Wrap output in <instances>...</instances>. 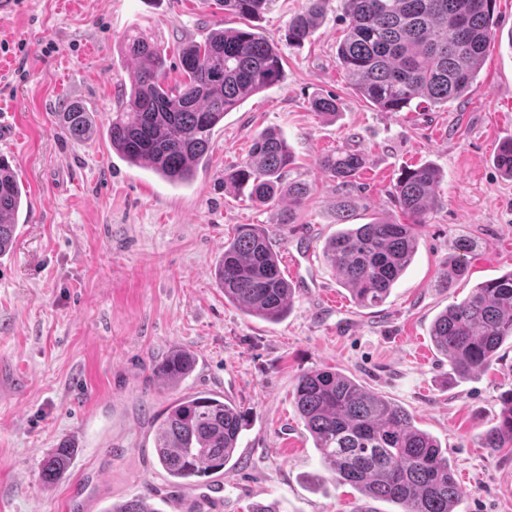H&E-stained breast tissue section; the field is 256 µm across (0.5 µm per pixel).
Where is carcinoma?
I'll list each match as a JSON object with an SVG mask.
<instances>
[{"mask_svg": "<svg viewBox=\"0 0 512 512\" xmlns=\"http://www.w3.org/2000/svg\"><path fill=\"white\" fill-rule=\"evenodd\" d=\"M277 0H221L224 13L256 20ZM329 0H306L288 22V44L312 37ZM348 19L336 59L358 93L381 112H400L421 99L446 105L465 96L495 39L496 0H340ZM139 63L123 104L109 128L112 150L173 185L189 184L204 160L215 127L248 96L279 82L278 47L252 29L212 30L179 54L180 79L171 84L167 57L151 37L139 33L123 42ZM61 131L74 139L92 135L85 108L74 103L56 113ZM293 155L286 138L265 130L241 163L224 170V187L245 191L269 205L283 195L282 178ZM496 165L512 177V138L504 140ZM364 166L359 152L322 156L321 171L342 186ZM439 170L425 163L405 170L395 186L401 224L377 218L336 233L324 256L362 308L380 306L417 251L419 230L436 204ZM309 192L305 183L288 185V209L279 223H295V209ZM21 190L14 170L0 157V256L13 247ZM443 269L450 285L467 271L466 253ZM224 298L248 314L278 321L289 311L293 288L285 279L268 230L241 224L224 243L215 271ZM438 353L448 359L452 377L467 379L489 367L512 339V271L477 284L437 316L430 330ZM196 367L194 354L175 350L156 364L158 377L175 386ZM293 398L297 412L332 478L361 497L386 500L401 512H456L461 496L448 451L418 428L399 405L329 368L302 373ZM245 415L222 395L191 394L171 401L157 416L156 460L179 484L219 473L234 459ZM512 445V391L496 425L482 434V445L497 453ZM73 449L63 445L42 463L45 483L67 472ZM104 512H160L133 498Z\"/></svg>", "mask_w": 512, "mask_h": 512, "instance_id": "cac0c4a2", "label": "carcinoma"}]
</instances>
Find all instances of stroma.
<instances>
[{
	"instance_id": "stroma-1",
	"label": "stroma",
	"mask_w": 512,
	"mask_h": 512,
	"mask_svg": "<svg viewBox=\"0 0 512 512\" xmlns=\"http://www.w3.org/2000/svg\"><path fill=\"white\" fill-rule=\"evenodd\" d=\"M0 11V156L24 199L17 238L0 258V512H102L140 497L159 512H394L362 501L326 474L293 402L298 376L331 368L401 405L448 450L463 497L457 512H512V454L483 448L512 390V341L498 361L462 382L430 341L435 315L477 284L512 271V179L495 166L512 137V0H497L496 34L468 93L449 106L380 112L353 89L336 60L346 21L330 0L313 36L289 45V20L305 0H279L256 25L274 40L282 79L225 115L206 166L173 186L129 165L108 138L134 65L125 36H152L178 80V51L212 29L243 28L218 0H14ZM335 98V117L311 101ZM72 102L93 112L98 133L76 141L55 114ZM284 135L294 161L284 183L310 193L291 224L287 198L259 205L226 189L224 171L254 137ZM362 152L365 165L340 186L322 156ZM429 162L442 173L438 203L419 233L412 264L387 300L358 307L323 251L338 229L336 203L353 221L405 222L394 198L400 174ZM268 229L293 288L277 322L225 300L214 267L238 225ZM468 271L455 287L440 274L463 241ZM192 351L193 373L170 388L154 364ZM224 395L245 412L238 464L203 486L171 485L155 464L152 422L186 394ZM75 455L66 476L44 483V458L62 442ZM317 473L319 484L305 476Z\"/></svg>"
}]
</instances>
